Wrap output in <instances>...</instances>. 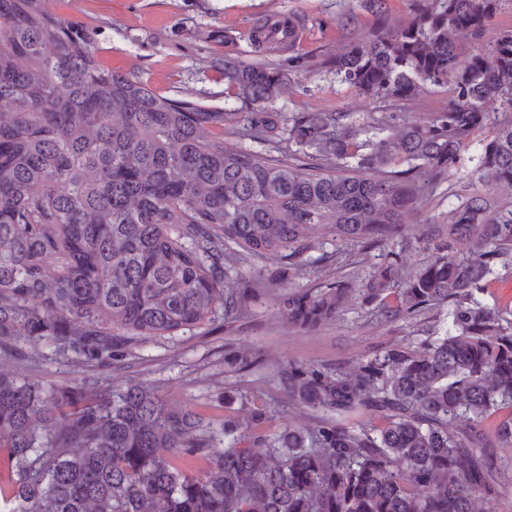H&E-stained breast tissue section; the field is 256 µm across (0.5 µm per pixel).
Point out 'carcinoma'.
Returning <instances> with one entry per match:
<instances>
[{
  "mask_svg": "<svg viewBox=\"0 0 512 512\" xmlns=\"http://www.w3.org/2000/svg\"><path fill=\"white\" fill-rule=\"evenodd\" d=\"M500 4L411 0L393 26L387 0H357L371 23L314 68L370 99L452 92L395 124L266 111L295 72L271 61L221 60L234 112L159 96L103 69L96 32L44 0H0V512H495L488 449L512 445V309L476 294L512 267V27L485 39ZM277 30L248 39L267 51ZM451 177L491 188L430 226L408 273L385 246ZM329 239L380 261L281 294L288 325L312 330L355 299L388 322L443 310L449 327L424 321L349 368L288 365L306 423L246 436L145 382L29 374L43 348L93 369L140 338L241 314L262 282L228 288L229 270L299 274ZM197 457L203 474L175 463Z\"/></svg>",
  "mask_w": 512,
  "mask_h": 512,
  "instance_id": "obj_1",
  "label": "carcinoma"
}]
</instances>
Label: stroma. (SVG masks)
Instances as JSON below:
<instances>
[{
	"label": "stroma",
	"mask_w": 512,
	"mask_h": 512,
	"mask_svg": "<svg viewBox=\"0 0 512 512\" xmlns=\"http://www.w3.org/2000/svg\"><path fill=\"white\" fill-rule=\"evenodd\" d=\"M355 0H47L57 17L97 30V56L104 69L135 74L157 95L189 98L210 107L233 108L221 70L208 60L224 56L256 60L249 33L272 17H298L301 32L294 46L272 54L275 62L302 58L314 63L336 52L343 36L338 18ZM449 90L434 89L418 101L393 103L358 96L334 76L299 72L281 88L274 106L285 113L357 112L375 116L426 113L448 105ZM472 190L465 183L440 185L429 205L412 211L407 224L426 231L440 213L461 205ZM269 282L251 302L247 314L213 322L170 339L133 345L128 366L112 365L86 372L88 383L106 386L128 379L160 386L166 401L190 406L206 420L235 418L250 422L262 413L259 429L274 432L288 423V394L280 382L282 367L314 361L349 366L365 355L400 341L410 324L381 323L357 305H350L325 326L310 332L289 327L277 314L275 285L293 280L309 289L335 280V260L316 262L297 278L279 266L260 270ZM249 354L253 365L229 372L225 347Z\"/></svg>",
	"instance_id": "1"
}]
</instances>
